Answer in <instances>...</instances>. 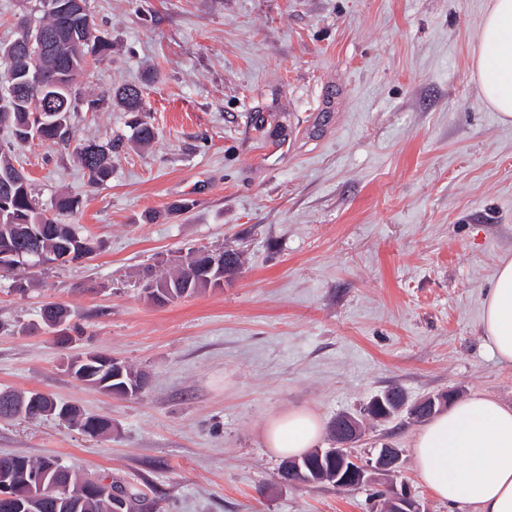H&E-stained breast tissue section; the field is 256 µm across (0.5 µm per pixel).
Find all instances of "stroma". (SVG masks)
Here are the masks:
<instances>
[{
  "instance_id": "stroma-1",
  "label": "stroma",
  "mask_w": 512,
  "mask_h": 512,
  "mask_svg": "<svg viewBox=\"0 0 512 512\" xmlns=\"http://www.w3.org/2000/svg\"><path fill=\"white\" fill-rule=\"evenodd\" d=\"M112 43L86 68L101 99L75 141L121 140L93 185L73 150L13 144L42 202L82 200L69 224L100 245L0 281V390H38L103 415L95 440L57 419L0 420V455L54 456L134 485L159 512H380L377 485H288L262 430L307 407L364 421L352 451L401 449L393 485L450 512L417 478L420 425L366 418L453 389L512 403V367L481 334L483 300L512 257V126L472 78L487 0H89ZM142 88L157 136L134 143L114 88ZM186 210L171 212L172 203ZM244 264L223 287L166 305L148 278L198 250ZM65 305L72 341L41 322ZM107 351L142 371L120 398L68 360Z\"/></svg>"
}]
</instances>
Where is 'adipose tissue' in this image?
<instances>
[{
	"mask_svg": "<svg viewBox=\"0 0 512 512\" xmlns=\"http://www.w3.org/2000/svg\"><path fill=\"white\" fill-rule=\"evenodd\" d=\"M472 74L487 107L512 124V0H489L472 49ZM482 331L492 355L512 365V259L499 264L483 301ZM313 411L273 414L262 435L283 458L317 447ZM415 471L439 500L471 512H512V405L471 395L427 422L412 443Z\"/></svg>",
	"mask_w": 512,
	"mask_h": 512,
	"instance_id": "1",
	"label": "adipose tissue"
}]
</instances>
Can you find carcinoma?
I'll list each match as a JSON object with an SVG mask.
<instances>
[{"mask_svg": "<svg viewBox=\"0 0 512 512\" xmlns=\"http://www.w3.org/2000/svg\"><path fill=\"white\" fill-rule=\"evenodd\" d=\"M38 24L54 37V54L46 70V88L29 96L3 99L0 115L8 117L0 126L12 129L14 141L34 140L70 144L71 113L84 103L99 106V100H84L79 92V78L85 71L87 56L104 58L112 42L85 26L84 15L75 12L42 10ZM116 105L136 116L133 120L135 142L148 146L155 139L153 126L139 118L144 112L142 90L137 86L117 89L112 96ZM12 150L0 145V254L18 253L12 262L19 268L32 264L28 252L35 248L73 263L93 255L98 245L83 235L75 224H67L61 216L79 210L80 198L60 193L50 205L41 203L33 193L28 178L18 175ZM81 167L88 172L91 184L99 185L112 176V142L85 143L74 147ZM195 258L180 267L160 274L156 280L163 287L148 291L155 303L165 305L209 288L223 286V279L238 273L242 256L226 255L210 273L192 269ZM46 328L55 330L68 320V311L47 304L41 311ZM69 374L77 381L120 397H133L144 387L143 375L131 365L112 358L103 351H90L72 360ZM63 403L39 391H0V419L23 415L27 418L54 416L69 428L100 438L112 432V422L104 416L85 415L73 406L61 412ZM336 473V456L309 452L291 461H283L280 477L288 484L330 483ZM15 491L10 499H0V512H153L154 501L137 487L100 476H80L71 472L54 456L38 458L0 456V484Z\"/></svg>", "mask_w": 512, "mask_h": 512, "instance_id": "carcinoma-1", "label": "carcinoma"}]
</instances>
